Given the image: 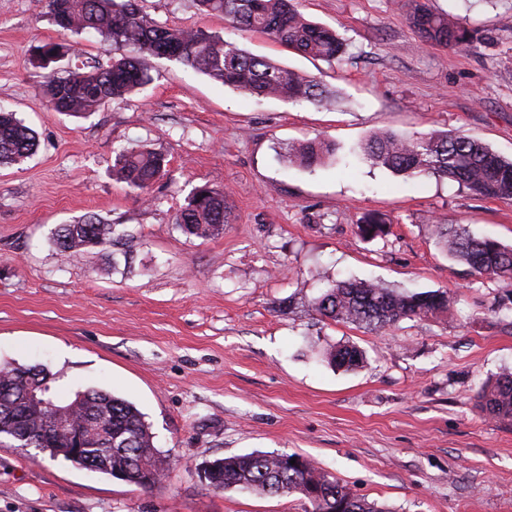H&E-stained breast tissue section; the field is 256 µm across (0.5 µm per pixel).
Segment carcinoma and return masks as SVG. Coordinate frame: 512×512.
Returning <instances> with one entry per match:
<instances>
[{"mask_svg": "<svg viewBox=\"0 0 512 512\" xmlns=\"http://www.w3.org/2000/svg\"><path fill=\"white\" fill-rule=\"evenodd\" d=\"M66 25L72 34L93 30L121 50L107 64L96 62L60 76L45 75L43 94L53 110L71 114L95 112L111 99L122 98L152 80L151 59L166 58L207 75L224 86L256 98L306 100L317 104L337 101L316 77L300 74L265 56L255 55L223 37L203 30L168 27L137 8L135 0H64ZM228 25L267 35L288 51L329 64L345 60L346 43L334 29L309 20L293 0H198ZM411 24L421 41L461 48L478 38L479 31L459 26L439 15L423 0L415 3ZM67 45L43 43L32 49L34 59L62 54ZM36 147L34 131L11 112H0V167L28 157ZM334 153L331 144L307 140L288 145L283 157L289 163L313 169ZM361 153L373 165L413 179L433 176L448 179L485 198H512V159H506L473 138L441 131L411 136L389 131L372 133ZM165 156L144 146L121 149L113 165L120 180L144 190L165 174ZM230 215L227 195L207 184L195 188L175 224L197 238H210L224 229ZM361 235L375 239L387 233V220L377 213L363 217ZM434 232L448 256L478 276L512 279V246L479 238L460 224H436ZM55 247L73 257L94 250L118 247L129 259L136 239L116 225L88 215L62 224L53 235ZM446 291L407 293L376 281L346 279L334 283L312 303L314 311L336 322L364 325L381 332L402 319L421 318L448 310ZM336 368L352 369L363 362L362 351L340 344L329 353ZM56 377L42 365L0 364V446L38 448L58 456L70 446L56 422L74 416L81 434L93 437L86 454L103 455L107 466L100 472L111 477L131 472L133 484L152 487L166 460L153 443L150 424L129 401L108 391L78 392L62 399L52 391ZM478 405L489 417L512 420V372L504 371L478 392ZM209 486L241 489L265 495L299 493L311 505L309 512H388L353 494L339 481L319 471L305 459L285 465L279 453H247L214 460Z\"/></svg>", "mask_w": 512, "mask_h": 512, "instance_id": "cac0c4a2", "label": "carcinoma"}]
</instances>
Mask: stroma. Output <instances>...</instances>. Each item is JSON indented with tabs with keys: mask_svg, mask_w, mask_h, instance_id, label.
<instances>
[{
	"mask_svg": "<svg viewBox=\"0 0 512 512\" xmlns=\"http://www.w3.org/2000/svg\"><path fill=\"white\" fill-rule=\"evenodd\" d=\"M339 30L335 65L226 27L197 0H140L162 24L201 29L317 77L340 103L260 99L167 59L152 82L98 111L49 110L34 46L76 45L59 71L113 55L95 33H63L46 0H0V108L37 134L35 153L0 167V363L61 374V396L103 389L145 414L168 459L141 488L0 447V512H308L300 494L217 490L205 462L251 452L298 454L390 512H512V420L479 408L488 378L512 371V279L477 276L433 233L461 224L512 245V200L434 177L407 179L363 162L377 130L449 131L512 158V0H429L477 28L458 50L422 43L412 0H296ZM336 147L314 170L286 165L289 142ZM145 144L167 171L147 191L112 175L116 150ZM229 190L218 236L174 222L201 185ZM369 212L390 223L366 240ZM94 214L140 241L130 266L69 258L50 239ZM374 279L409 292L446 290L448 311L374 333L312 308L336 281ZM365 353L351 371L330 347Z\"/></svg>",
	"mask_w": 512,
	"mask_h": 512,
	"instance_id": "35a3bbf8",
	"label": "stroma"
}]
</instances>
